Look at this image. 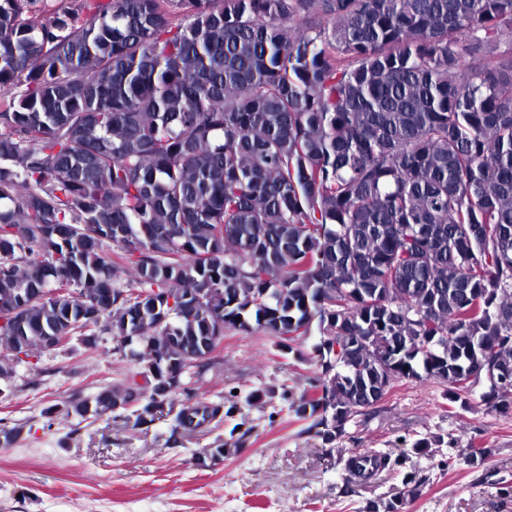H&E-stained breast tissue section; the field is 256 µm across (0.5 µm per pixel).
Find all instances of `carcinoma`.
Returning a JSON list of instances; mask_svg holds the SVG:
<instances>
[{"instance_id": "obj_1", "label": "carcinoma", "mask_w": 512, "mask_h": 512, "mask_svg": "<svg viewBox=\"0 0 512 512\" xmlns=\"http://www.w3.org/2000/svg\"><path fill=\"white\" fill-rule=\"evenodd\" d=\"M0 318L7 384L58 336L141 363L50 425L218 426L191 384L224 330L314 323L290 408L327 444L488 364L511 414L512 0H0Z\"/></svg>"}]
</instances>
